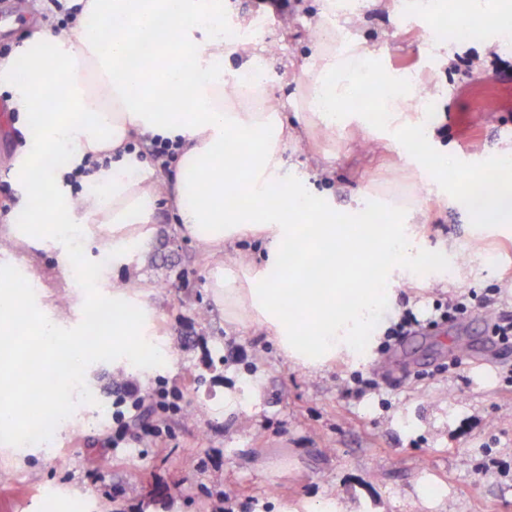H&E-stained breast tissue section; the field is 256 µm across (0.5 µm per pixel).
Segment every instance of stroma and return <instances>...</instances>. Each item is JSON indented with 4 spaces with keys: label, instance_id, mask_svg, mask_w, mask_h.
Returning <instances> with one entry per match:
<instances>
[{
    "label": "stroma",
    "instance_id": "35a3bbf8",
    "mask_svg": "<svg viewBox=\"0 0 512 512\" xmlns=\"http://www.w3.org/2000/svg\"><path fill=\"white\" fill-rule=\"evenodd\" d=\"M357 3L331 17L322 0H294L286 14L259 0H224V8L266 20L256 47L292 133L288 177L276 189L305 188L351 224L372 210L391 224L393 198L416 200L415 215L398 219L411 224L425 260L395 289L384 319L367 325L378 339L371 356L312 372L257 327L229 329L205 289L206 258L158 208L151 251L117 276L142 282L171 364L148 382H117L104 357L63 404L62 416L79 413L80 424L52 430L31 450L0 442V472L10 476L0 482V512H216L227 496L234 512H314L334 497L351 512H512V343L486 353L489 317L512 316V223H479L456 197L466 176L496 170L512 148V79H478L436 50L444 43L453 56L487 64L496 54L512 66V36L466 25L450 9L427 20L399 0ZM325 23L428 91L432 111L413 118L433 130L432 142L405 150L377 139L371 104L333 131L305 111L304 70ZM9 97L0 83V224L28 206L9 176L23 143ZM430 153L454 157L456 168L421 165ZM33 260L42 273L33 298L46 316L62 311L81 325L91 298L111 302V289L64 274L58 248L35 250ZM472 290L488 294V310L440 321L449 297ZM406 310L421 329L390 335ZM254 381L259 393L239 402ZM158 392L172 411L122 428L117 400ZM228 396L235 405L225 406Z\"/></svg>",
    "mask_w": 512,
    "mask_h": 512
}]
</instances>
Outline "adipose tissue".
Segmentation results:
<instances>
[{"mask_svg":"<svg viewBox=\"0 0 512 512\" xmlns=\"http://www.w3.org/2000/svg\"><path fill=\"white\" fill-rule=\"evenodd\" d=\"M455 8L489 30L512 18V0H455ZM223 25L224 0H88L73 34H31L26 44L38 54L26 72L16 73L13 58L1 59L0 79L11 83L9 107L20 113L25 135L11 178L28 197H42L45 185L100 153L119 161L95 170L96 191L82 202L57 195L30 209L25 225L1 224L0 243L60 245L64 271L80 269L90 284L103 285L114 267L147 250L157 203L168 195L178 232L209 260L205 288L230 328L257 323L296 366L363 360L373 347L364 325L422 256L406 225L354 227L303 189L269 199V184L285 168L288 121L264 85L225 81V58L241 57V77L258 54L247 44H225ZM306 74L308 106L326 127L342 123L356 89L372 82L395 144L424 131L408 117L412 91L391 93L388 74L342 28L319 29ZM140 135L178 142L173 180L134 159L129 144ZM499 166L504 174L493 189L468 194L467 204L485 223L511 224L512 151ZM305 217L313 225H302ZM246 238L261 240L259 259H225ZM88 239L111 254V265L79 268ZM278 265L284 275L270 280L268 268ZM39 282L35 268L22 275L0 263V335H18L22 320L34 329L31 341L0 349V437L17 445L27 441V423L57 416L60 397L83 382L99 355L111 353L118 376H146V353L158 365L172 360L171 349L153 338L151 308L126 304L141 284L113 289L112 320L88 344L43 315L29 293ZM288 307L295 317L284 316ZM53 359L61 365L55 390L32 402Z\"/></svg>","mask_w":512,"mask_h":512,"instance_id":"adipose-tissue-1","label":"adipose tissue"}]
</instances>
